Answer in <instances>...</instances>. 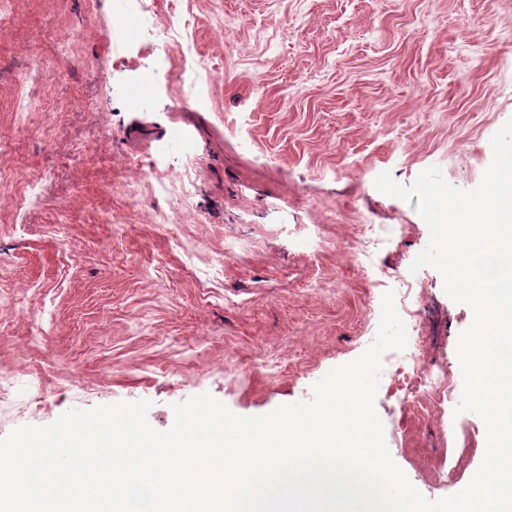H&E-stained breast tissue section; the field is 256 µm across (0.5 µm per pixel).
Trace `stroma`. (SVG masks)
I'll return each instance as SVG.
<instances>
[{
  "label": "stroma",
  "mask_w": 512,
  "mask_h": 512,
  "mask_svg": "<svg viewBox=\"0 0 512 512\" xmlns=\"http://www.w3.org/2000/svg\"><path fill=\"white\" fill-rule=\"evenodd\" d=\"M174 40L120 48L112 0H7L0 22V438L72 409L151 401L150 424L209 393L241 416L310 400L414 291L408 347L442 388L384 364L394 462L427 499L464 489L486 449L455 414L472 322L415 204L385 195L436 166L476 187L512 119V0H147ZM42 81H20L31 62ZM162 64L148 110L112 93ZM181 129L190 158L157 150ZM399 227L344 258L358 214ZM319 234L324 247L309 252Z\"/></svg>",
  "instance_id": "stroma-1"
}]
</instances>
